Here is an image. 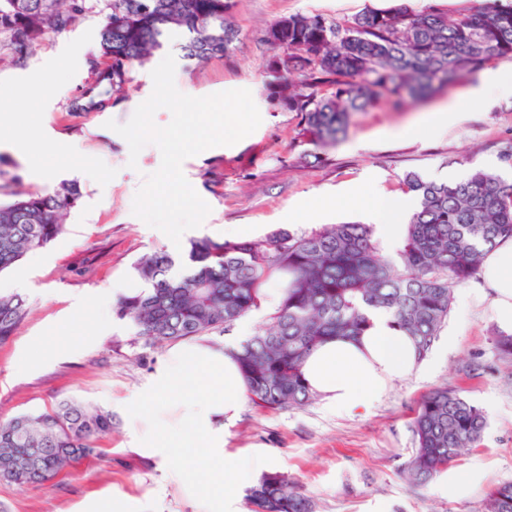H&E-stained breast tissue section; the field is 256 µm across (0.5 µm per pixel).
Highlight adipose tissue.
Segmentation results:
<instances>
[{"label":"adipose tissue","instance_id":"obj_1","mask_svg":"<svg viewBox=\"0 0 512 512\" xmlns=\"http://www.w3.org/2000/svg\"><path fill=\"white\" fill-rule=\"evenodd\" d=\"M403 202L376 197L370 213L376 233L388 249L401 243ZM480 277L494 291L498 320L512 327V239L489 250ZM233 346L217 351L189 344L176 351L157 377L147 396L153 424L143 431L147 452L166 454L169 449L188 451L191 465L180 473L207 512H237L233 489L254 483L265 468L262 460L232 459L224 453V427L237 415L245 399V383L232 353ZM422 369L409 336L399 331L384 313L373 316L362 335L336 338L319 346L307 358L306 381L324 406L336 413L368 408L398 379ZM180 392L184 399L177 421L166 417V394Z\"/></svg>","mask_w":512,"mask_h":512}]
</instances>
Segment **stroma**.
Listing matches in <instances>:
<instances>
[{
  "label": "stroma",
  "instance_id": "1",
  "mask_svg": "<svg viewBox=\"0 0 512 512\" xmlns=\"http://www.w3.org/2000/svg\"><path fill=\"white\" fill-rule=\"evenodd\" d=\"M475 2L233 0L230 19L239 37L228 56L194 66L169 42L133 67L124 98L105 99L84 112L72 111L70 103L87 91L98 57V0H85L75 23L40 40L26 59L0 45V198L18 190L48 191L63 181L80 189L64 233L0 273L29 304L11 338L0 344V422L63 398L113 417L99 455L66 475L45 485L0 482L6 512H94L112 496L127 501L130 512H202L189 486L173 477L185 464L180 453L150 456L141 444L149 417L142 408L146 390L176 346L146 344L113 310L114 289L139 288L133 266L140 256L158 247L181 254L132 211L136 192L161 164L159 149L150 144L131 157L127 141L106 126L110 120L127 123L150 97L151 73L165 55L177 57L180 92L201 97L244 88L262 118L238 143L184 161L186 179L211 208L186 238L220 242L228 224L247 229L251 240L279 228L364 224L375 193L414 202L403 184L409 173L444 182L480 167L511 180L512 168L500 153L512 142V97L472 100L477 82L467 78L426 103L355 113L343 140L320 146L305 132L301 113L270 96L273 52L264 41L266 29L295 13L345 23L397 5L437 8L454 18ZM447 104L461 112L459 121L435 136L407 134V126ZM22 128H43L48 136L36 150L22 152L15 147ZM468 285L480 288L479 298L467 308L452 307L419 375L394 382L369 409L350 415L331 412L318 400L276 411L243 402L227 428L225 454L266 460L268 471L297 483L314 512H483L488 491L512 482V358L494 346L502 326L491 289L476 277ZM445 385L482 408L487 427L477 446L433 482L413 487L402 466L415 446V411L425 395Z\"/></svg>",
  "mask_w": 512,
  "mask_h": 512
}]
</instances>
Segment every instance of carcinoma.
I'll return each instance as SVG.
<instances>
[{
	"mask_svg": "<svg viewBox=\"0 0 512 512\" xmlns=\"http://www.w3.org/2000/svg\"><path fill=\"white\" fill-rule=\"evenodd\" d=\"M230 0H107L96 41L108 69L102 94L126 95L131 68L180 38L184 59L198 63L230 53L238 37L227 16ZM83 0H0V36L24 59L37 40L65 32ZM279 73L271 96L305 117L320 144L345 135L351 114L384 102L400 108L492 60H512V3L472 6L455 20L437 10L391 8L342 24L291 14L266 31ZM418 200L395 257L379 256L370 224H329L311 232L277 229L259 240L189 241L181 261L164 248L134 265L143 284L119 300L116 314L155 345L230 331L252 313L264 314L235 352L249 400L281 410L314 398L303 367L325 340L362 335L372 316L386 313L424 358L448 319L453 289L479 271L483 250L512 238V182L474 167L457 182L405 176ZM79 199L76 183L53 191H15L0 201V273L64 231L61 217ZM280 288L271 300L267 288ZM28 308L19 293H0V343ZM484 411L454 388L424 396L413 419L416 447L403 465L419 487L442 474L480 441ZM112 433V413L74 399L0 423V481L43 484L97 454ZM249 512H312L311 502L280 472L264 474L247 495ZM485 512H512V483L494 486Z\"/></svg>",
	"mask_w": 512,
	"mask_h": 512,
	"instance_id": "1",
	"label": "carcinoma"
}]
</instances>
